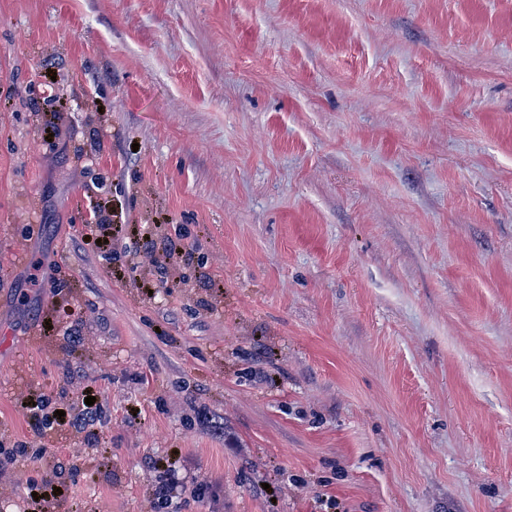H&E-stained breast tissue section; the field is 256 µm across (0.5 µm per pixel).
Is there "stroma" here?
<instances>
[{"label": "stroma", "instance_id": "35a3bbf8", "mask_svg": "<svg viewBox=\"0 0 512 512\" xmlns=\"http://www.w3.org/2000/svg\"><path fill=\"white\" fill-rule=\"evenodd\" d=\"M87 393L0 512H512V0H0V441ZM151 239L148 237L145 238L143 242L144 252L150 257V262L157 267L160 274H163L167 268L168 262L176 257L179 258L182 263L189 264L194 259L193 251L182 244L179 240L173 241L169 240L167 245L165 246V250H163V255L165 257L164 261H161L154 252L153 245ZM85 398L82 400V408L72 415L67 420L60 422L57 418H53L47 411L50 401L46 398L39 399L35 402L31 401L26 404L29 412V419L34 434L42 438L47 431L54 429V424L57 426H67L68 431L76 432L78 434L84 433L85 438L93 439L96 437V432L92 427L99 421L102 410L101 407L94 403L93 406L85 404Z\"/></svg>", "mask_w": 512, "mask_h": 512}]
</instances>
